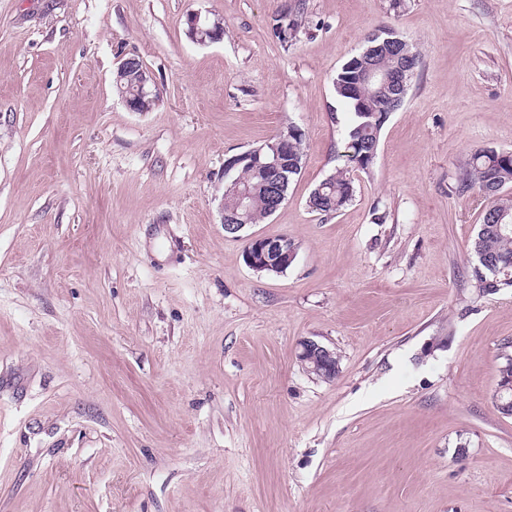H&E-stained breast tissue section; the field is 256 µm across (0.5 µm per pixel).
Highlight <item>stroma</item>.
Masks as SVG:
<instances>
[{
    "label": "stroma",
    "mask_w": 512,
    "mask_h": 512,
    "mask_svg": "<svg viewBox=\"0 0 512 512\" xmlns=\"http://www.w3.org/2000/svg\"><path fill=\"white\" fill-rule=\"evenodd\" d=\"M290 2L0 0V512H512V287L474 288L487 202L457 189L512 151V0H306L285 47ZM384 27L422 64L351 204L313 213L353 117L333 80ZM128 56L151 111L112 85ZM290 125L286 202L225 234V159ZM254 234L295 261L252 270ZM305 0H298L288 13L276 19L277 26L282 27L279 32L274 31V35L278 38L281 44L288 47L293 42L297 41L299 34L308 27L309 22L305 19ZM282 32L286 35L283 36ZM187 35L199 44L220 40L224 36V26L220 20H210L202 17L201 13H192L187 19ZM139 60V61H138ZM138 62L143 64L141 60L136 57H129L124 59L119 67L129 70L137 71V83L128 77L125 73H117L115 71L113 76V86L116 91L121 94L126 106L132 112H147L149 106L159 97L160 91L156 83L149 76L145 68H140ZM143 66V65H142ZM137 86V92L133 96L123 94L125 91L130 94ZM300 351L298 353L299 361H304V367L308 372V369L312 368L313 363L322 370V376L325 380L331 381L336 378L338 373V358L336 357V366L333 363V351L325 346L312 340H303L299 344ZM310 362V363H308Z\"/></svg>",
    "instance_id": "obj_1"
}]
</instances>
